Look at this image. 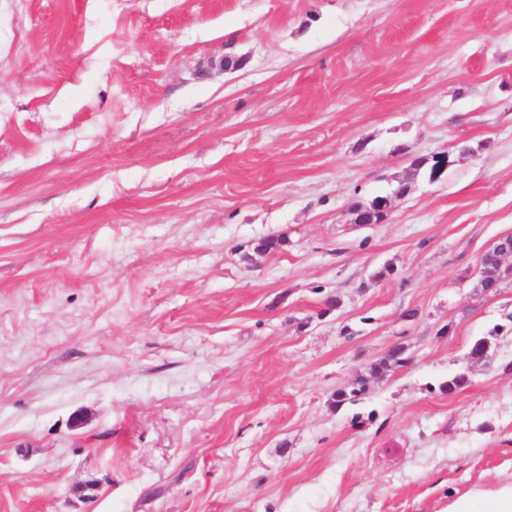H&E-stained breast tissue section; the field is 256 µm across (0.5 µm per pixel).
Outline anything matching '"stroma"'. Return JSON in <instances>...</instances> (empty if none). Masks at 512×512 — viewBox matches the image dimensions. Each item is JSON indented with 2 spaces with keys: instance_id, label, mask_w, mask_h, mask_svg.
Segmentation results:
<instances>
[{
  "instance_id": "obj_1",
  "label": "stroma",
  "mask_w": 512,
  "mask_h": 512,
  "mask_svg": "<svg viewBox=\"0 0 512 512\" xmlns=\"http://www.w3.org/2000/svg\"><path fill=\"white\" fill-rule=\"evenodd\" d=\"M507 235L512 0H0V512L511 482Z\"/></svg>"
}]
</instances>
